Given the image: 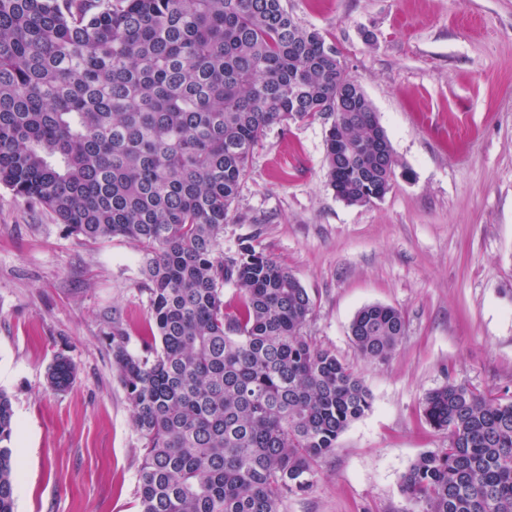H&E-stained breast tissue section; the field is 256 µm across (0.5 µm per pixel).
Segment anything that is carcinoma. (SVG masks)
<instances>
[{
  "label": "carcinoma",
  "mask_w": 512,
  "mask_h": 512,
  "mask_svg": "<svg viewBox=\"0 0 512 512\" xmlns=\"http://www.w3.org/2000/svg\"><path fill=\"white\" fill-rule=\"evenodd\" d=\"M318 116L337 198L382 200L387 134L335 40L283 0H0V185L88 243L123 237L141 253L155 325L144 354L112 326L142 442L139 512H279L371 408L358 372L303 336L314 303L295 275L249 243L218 256L265 132ZM404 332L382 304L350 324L369 363ZM76 372L59 355L47 382L64 392ZM423 410L448 448L403 474L416 512H512V401L450 380ZM15 432L0 391V512H14Z\"/></svg>",
  "instance_id": "cac0c4a2"
}]
</instances>
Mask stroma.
I'll list each match as a JSON object with an SVG mask.
<instances>
[{
	"label": "stroma",
	"mask_w": 512,
	"mask_h": 512,
	"mask_svg": "<svg viewBox=\"0 0 512 512\" xmlns=\"http://www.w3.org/2000/svg\"><path fill=\"white\" fill-rule=\"evenodd\" d=\"M330 34L363 87L398 166L391 190L350 206L328 184L323 120L271 127L255 149L221 248L249 242L314 302L304 334L363 377L366 414L311 488L280 512H411L401 478L448 445L425 420L447 380L512 398V0H284ZM405 334L385 363L350 336L370 304ZM140 251L70 234L0 185V389L18 425L15 512H139L142 443L112 363V325L131 352L150 334ZM77 366L66 391L46 372ZM76 372V366L71 359L58 355L48 368L47 382L57 392L66 391L73 384Z\"/></svg>",
	"instance_id": "obj_1"
}]
</instances>
